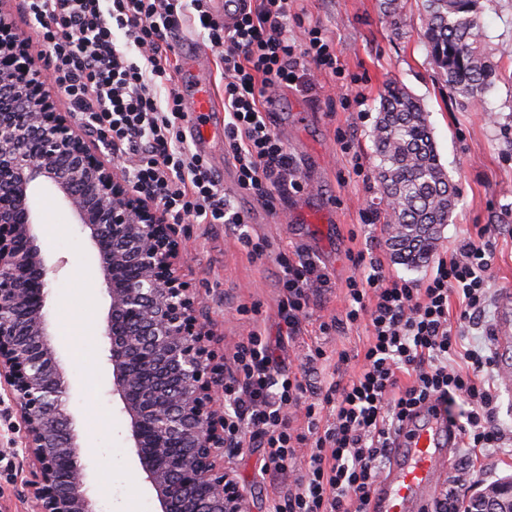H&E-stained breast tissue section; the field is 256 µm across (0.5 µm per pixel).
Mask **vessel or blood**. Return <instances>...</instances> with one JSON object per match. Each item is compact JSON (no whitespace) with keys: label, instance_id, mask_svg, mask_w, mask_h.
<instances>
[{"label":"vessel or blood","instance_id":"1","mask_svg":"<svg viewBox=\"0 0 512 512\" xmlns=\"http://www.w3.org/2000/svg\"><path fill=\"white\" fill-rule=\"evenodd\" d=\"M178 58V87H186L190 82L196 86L192 97L183 100L182 106L190 138L202 153L206 150L204 123L221 110L212 88L200 75L201 70L209 67V58L189 41L181 45ZM458 440V429L443 410L421 405L416 415L407 420L399 444L374 486L369 512H426L440 490V466Z\"/></svg>","mask_w":512,"mask_h":512}]
</instances>
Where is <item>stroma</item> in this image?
<instances>
[{
    "mask_svg": "<svg viewBox=\"0 0 512 512\" xmlns=\"http://www.w3.org/2000/svg\"><path fill=\"white\" fill-rule=\"evenodd\" d=\"M484 46L501 76L482 99L467 102L451 93L419 36L420 0H407L400 27L382 14L380 0H295L288 18V36L303 49L304 32L319 24L331 42L344 73L334 76L313 71L297 84L279 89V107L269 113L272 131L293 158L300 189L275 193L268 203L249 192L227 190L234 208L244 218L241 229L221 224H183L181 274L196 289L213 331L218 352L231 354L235 345L258 330L275 352L278 368H307V399L323 396L332 380H346L357 368L356 355L367 344L365 327H333L343 316L345 283L354 275L357 253L381 256L391 275L413 281L426 279L432 264L409 267L396 260L386 231L363 222L365 212H382L375 179L379 164L372 132L380 95L387 83L404 87L424 104L438 153L458 191V203L449 224L442 227L435 256L456 250L476 237L483 225L490 266L488 308L481 327L464 328L465 347L492 356L493 366L483 375L496 398L503 432L501 447L481 450L476 460L456 448L443 473L444 485L465 484L467 489L512 478V385L504 380V366L512 352L499 351L495 330L500 299L512 292V0H480ZM345 132L350 151L336 141ZM360 155L366 178L352 171V155ZM39 226L55 224V239L39 235L38 244L50 269L46 319L57 357L70 383L69 409L83 444L89 495L110 486L106 512L130 495H137L145 512H159L152 490L141 474L122 403L112 393L108 344L97 336L93 358L83 361L74 352L84 338L78 323L93 309L96 324H103L109 298L94 258V248L71 209L56 200L48 184L35 191ZM313 259L328 273L331 288L313 297L302 336L288 339L278 314L283 292L280 258L295 255ZM329 323L321 331V323ZM323 349L327 357L306 364V355ZM349 360L337 364L335 355ZM107 417L108 429L88 430L89 413ZM19 414L9 399L0 400V512H36L26 482L29 469L22 447ZM263 449H238L233 458L241 486L253 503V512H270L274 499L287 485L262 475Z\"/></svg>",
    "mask_w": 512,
    "mask_h": 512,
    "instance_id": "stroma-1",
    "label": "stroma"
}]
</instances>
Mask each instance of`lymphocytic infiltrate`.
<instances>
[{"instance_id":"obj_1","label":"lymphocytic infiltrate","mask_w":512,"mask_h":512,"mask_svg":"<svg viewBox=\"0 0 512 512\" xmlns=\"http://www.w3.org/2000/svg\"><path fill=\"white\" fill-rule=\"evenodd\" d=\"M209 0H23L46 48L55 85L84 126L100 134L114 160L128 164L129 183L153 199L175 224H228L244 218L224 193L210 161L182 133L185 114L171 54L185 26L202 25L224 70V152L238 185L266 202L284 191L294 161L267 121L273 90L298 72L341 67L320 26L307 30L303 51L288 42L293 0H243L232 24L211 20ZM284 293L278 312L287 336L302 335L313 294L330 279L314 260H282ZM486 245L464 241L438 258L430 276L407 281L387 275L370 258L346 283L343 325H365L370 339L359 371L333 381L330 407L303 403L301 371L276 369L260 331L239 343L224 386L228 452L253 445L262 470L286 474L303 445L310 466L296 475L274 512H366L370 492L387 466L404 422L426 400L469 406L458 423L465 448H495L502 438L494 396L478 378L493 358L462 346L448 310L457 295L459 317L480 324L486 314ZM470 363L468 371L454 361ZM304 407L306 428L288 412Z\"/></svg>"}]
</instances>
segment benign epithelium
I'll return each instance as SVG.
<instances>
[{"mask_svg": "<svg viewBox=\"0 0 512 512\" xmlns=\"http://www.w3.org/2000/svg\"><path fill=\"white\" fill-rule=\"evenodd\" d=\"M0 0V385L19 412L38 512H95L68 413L69 382L44 312L49 268L34 188L49 183L89 232L110 299L112 393L160 512H251L224 456V358L180 274L178 225L135 193L99 145L61 112L32 39ZM470 512H512V480Z\"/></svg>", "mask_w": 512, "mask_h": 512, "instance_id": "1", "label": "benign epithelium"}]
</instances>
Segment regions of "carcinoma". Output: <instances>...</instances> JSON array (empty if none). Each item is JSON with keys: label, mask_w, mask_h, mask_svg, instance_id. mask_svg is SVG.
<instances>
[{"label": "carcinoma", "mask_w": 512, "mask_h": 512, "mask_svg": "<svg viewBox=\"0 0 512 512\" xmlns=\"http://www.w3.org/2000/svg\"><path fill=\"white\" fill-rule=\"evenodd\" d=\"M421 7L420 36L441 79L467 101L482 97L497 80L498 68L483 45L479 0H422ZM404 8L403 0H383L384 15L394 26ZM373 144L389 244L404 265L418 267L432 255L458 198L419 99L388 85L381 93Z\"/></svg>", "instance_id": "1"}]
</instances>
